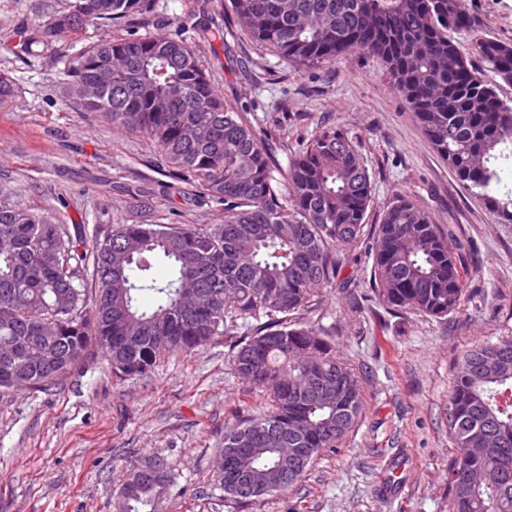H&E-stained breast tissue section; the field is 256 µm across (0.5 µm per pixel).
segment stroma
I'll return each mask as SVG.
<instances>
[{"label": "stroma", "mask_w": 512, "mask_h": 512, "mask_svg": "<svg viewBox=\"0 0 512 512\" xmlns=\"http://www.w3.org/2000/svg\"><path fill=\"white\" fill-rule=\"evenodd\" d=\"M67 0H0V200L56 214L83 237L113 225L220 223L221 207L195 196L144 134L70 105V79L40 46L16 57L21 27L35 28ZM479 35L512 42V0H465ZM207 12L224 36L203 61L225 102L267 133L280 168L316 128L345 130L367 160L368 223L408 195L468 243L476 265L445 320L364 301L371 260L343 268L350 292L316 290L311 319L359 380L355 429L324 451L300 484L240 504L218 488L224 429L260 408L235 374L230 348L164 353L143 377L117 378L96 359L48 390L0 396V512H115V493L140 459L157 454L176 474L158 512H448L453 362L466 348L512 336V224L465 191L414 121L381 66L355 53L314 68L286 64L219 15L216 0H156L143 34H164Z\"/></svg>", "instance_id": "stroma-1"}]
</instances>
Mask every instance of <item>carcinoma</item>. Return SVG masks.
I'll return each mask as SVG.
<instances>
[{
	"label": "carcinoma",
	"instance_id": "carcinoma-1",
	"mask_svg": "<svg viewBox=\"0 0 512 512\" xmlns=\"http://www.w3.org/2000/svg\"><path fill=\"white\" fill-rule=\"evenodd\" d=\"M236 25L280 60L312 68L353 52L379 62L423 134L462 188L512 223V104L484 79L512 84V44L477 36L464 0H228ZM154 0H69L21 41L58 62L59 42L87 27L127 25L126 34L69 60L73 104L146 134L165 158L203 177L200 195L224 207V223L117 224L87 244L53 215L0 202V347L19 352L9 390L62 383L107 353L119 378L143 376L170 350L230 338L232 368L267 406L224 430L219 489L235 492L234 455L247 449L264 500L301 482L314 460L337 447L361 411L359 381L336 358L330 335L307 314L312 291L365 248L373 298L396 312L444 319L455 313L469 274L458 237L407 196L367 226L373 186L346 132L325 127L288 158L283 178L267 138L224 102L201 49L177 28L155 40L136 30ZM455 33L473 45L463 54ZM120 58L112 88L85 95L98 69ZM169 266L154 277L157 261ZM101 288L91 299L89 278ZM148 296L144 307L140 298ZM168 336L164 346L155 337ZM449 512H512V336L465 350L448 399ZM271 435L309 451L281 483ZM173 482L166 460L144 459L123 484L116 512H154Z\"/></svg>",
	"mask_w": 512,
	"mask_h": 512
}]
</instances>
